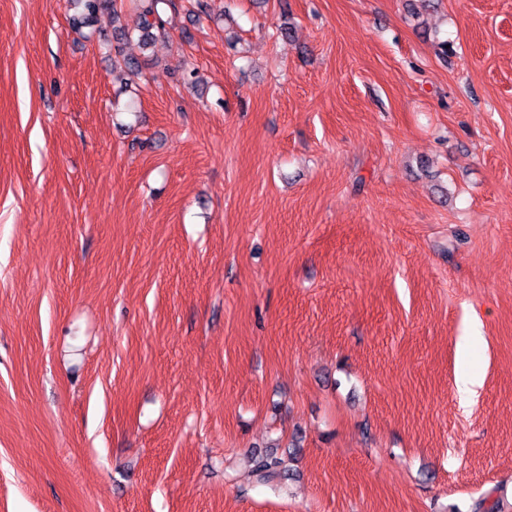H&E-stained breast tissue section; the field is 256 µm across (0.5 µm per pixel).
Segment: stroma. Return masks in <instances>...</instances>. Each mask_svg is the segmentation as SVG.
<instances>
[{"label": "stroma", "instance_id": "1", "mask_svg": "<svg viewBox=\"0 0 512 512\" xmlns=\"http://www.w3.org/2000/svg\"><path fill=\"white\" fill-rule=\"evenodd\" d=\"M418 2L174 0L126 87L0 0V512H512V0Z\"/></svg>", "mask_w": 512, "mask_h": 512}]
</instances>
